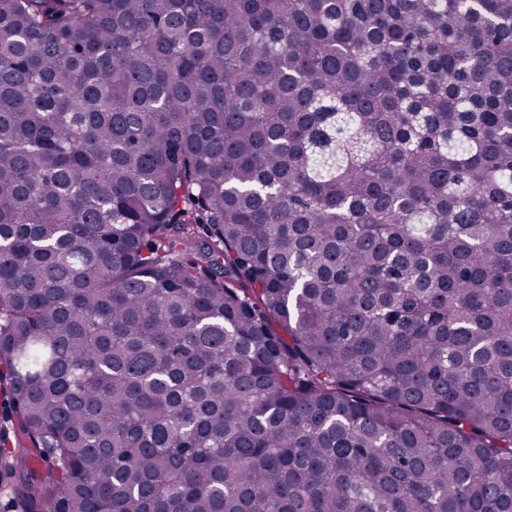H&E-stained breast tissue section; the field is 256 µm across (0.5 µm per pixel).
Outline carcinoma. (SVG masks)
Returning a JSON list of instances; mask_svg holds the SVG:
<instances>
[{
	"label": "carcinoma",
	"mask_w": 512,
	"mask_h": 512,
	"mask_svg": "<svg viewBox=\"0 0 512 512\" xmlns=\"http://www.w3.org/2000/svg\"><path fill=\"white\" fill-rule=\"evenodd\" d=\"M0 381L25 512H512V0H0ZM32 448L20 433V425L17 417L12 413L11 402L8 393L1 390L0 383V448Z\"/></svg>",
	"instance_id": "1"
}]
</instances>
